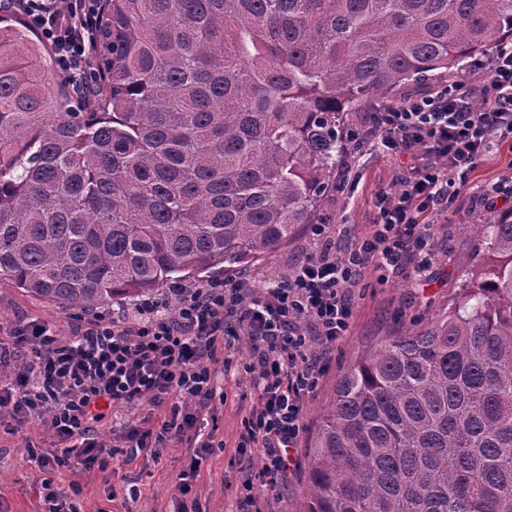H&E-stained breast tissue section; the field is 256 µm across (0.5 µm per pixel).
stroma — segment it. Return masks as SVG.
Returning <instances> with one entry per match:
<instances>
[{
  "label": "stroma",
  "instance_id": "35a3bbf8",
  "mask_svg": "<svg viewBox=\"0 0 512 512\" xmlns=\"http://www.w3.org/2000/svg\"><path fill=\"white\" fill-rule=\"evenodd\" d=\"M410 164L406 156L366 155L360 160L358 178L350 189L330 190L323 195L318 218L332 223L337 246L359 242L368 235L376 217V195L398 188ZM486 193L495 197V207L482 202ZM509 210L512 151L504 147L493 151L473 174L464 202L454 212L436 217L435 258L425 275L416 278L396 272L382 279L372 272L352 288L354 324L349 335L337 342L319 390L305 406V429L293 453L296 467L281 489L279 500L272 503L273 512H301L303 508L309 446L318 410L340 376L382 338L426 323L453 306L482 244L481 237L463 232V225L482 224ZM314 248L305 230H298L286 246L251 264L256 287H264L266 280L288 271ZM19 315L44 322L63 336L71 333L80 317L77 311L50 304L0 281V327H8ZM249 361L248 349L236 352L231 371L218 381L224 401L203 421L214 448L202 460L189 495H181L175 484L186 451L169 443L160 452L148 449L130 460L116 455L111 462V483H104L101 475L92 471L62 467L52 475L54 485H78L81 512H239L242 472L236 445L241 421L254 401L244 371ZM32 444L44 453L56 451L59 446L43 420H30L19 428L9 414L0 415V512H46L37 480L39 468L28 456ZM129 486L138 488L137 499L121 495V488ZM114 487L119 490L115 496L110 493Z\"/></svg>",
  "mask_w": 512,
  "mask_h": 512
}]
</instances>
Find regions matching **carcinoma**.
<instances>
[{
    "label": "carcinoma",
    "mask_w": 512,
    "mask_h": 512,
    "mask_svg": "<svg viewBox=\"0 0 512 512\" xmlns=\"http://www.w3.org/2000/svg\"><path fill=\"white\" fill-rule=\"evenodd\" d=\"M89 90L0 26V278L90 311L316 222L344 115L512 37V0H105ZM451 310L320 409L303 512H512V214Z\"/></svg>",
    "instance_id": "1"
}]
</instances>
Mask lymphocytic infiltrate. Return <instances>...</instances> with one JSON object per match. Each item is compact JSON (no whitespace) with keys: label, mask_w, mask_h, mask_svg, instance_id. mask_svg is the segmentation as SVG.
I'll return each mask as SVG.
<instances>
[{"label":"lymphocytic infiltrate","mask_w":512,"mask_h":512,"mask_svg":"<svg viewBox=\"0 0 512 512\" xmlns=\"http://www.w3.org/2000/svg\"><path fill=\"white\" fill-rule=\"evenodd\" d=\"M0 9L26 17L70 81L91 69L103 0H0ZM469 68L478 83L451 78L431 92L378 103L367 114L363 145L409 155L413 166L398 190L378 193L374 229L357 247L336 254L330 225L321 222L310 227L320 251L263 288L246 277L178 286L143 299L135 313L85 320L65 337L24 318L11 325L8 342H0V408L20 426L47 416L63 443L58 453L36 457L49 512H78L79 487L55 488L49 477L55 468L77 465L110 481L102 410L112 405L171 400L160 426L127 420L122 441L130 457L162 442L192 452L193 461L176 476L180 493L188 494L196 456L211 449L201 416L243 338L256 404L242 422L237 449L262 454L243 489L252 504L277 498L288 481V452L304 429V404L350 327L349 289L371 266L421 275L434 258L426 217L457 209L472 174L494 149L512 145V41Z\"/></svg>","instance_id":"1"}]
</instances>
